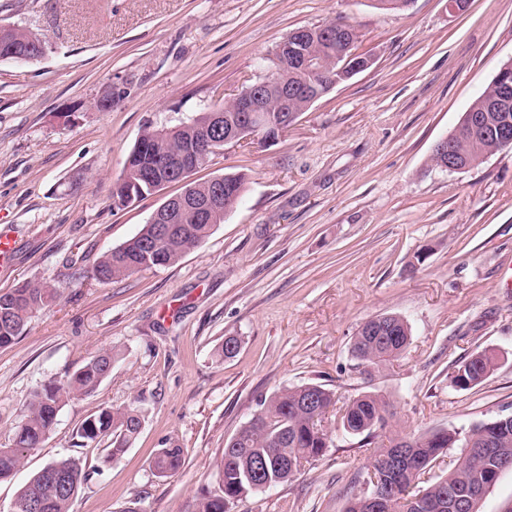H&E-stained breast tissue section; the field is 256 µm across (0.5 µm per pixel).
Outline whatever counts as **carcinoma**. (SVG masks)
Instances as JSON below:
<instances>
[{
    "instance_id": "1",
    "label": "carcinoma",
    "mask_w": 512,
    "mask_h": 512,
    "mask_svg": "<svg viewBox=\"0 0 512 512\" xmlns=\"http://www.w3.org/2000/svg\"><path fill=\"white\" fill-rule=\"evenodd\" d=\"M10 44L25 50L42 38L24 28L8 32ZM304 49L320 62L319 71L312 75L301 72L290 60L273 53L274 69L258 80L283 81L294 90L288 108L302 114L316 101L304 93L310 84L326 95L336 85V56L338 44L328 40L307 42ZM506 77L512 83V62L504 63L490 84L467 109L486 123L512 127V104L504 110L497 102L498 82ZM203 118L171 126L161 135L148 126L130 150L120 177L112 189L114 202L123 205L148 193L150 175L157 173L158 164L174 162L198 136ZM458 161L466 166L483 163L489 156L512 149L507 145L482 137L476 128L465 127L455 135ZM224 210L211 223L194 219L188 212L176 214L169 224V234L153 250L147 243L156 237L155 224H145L122 245L103 253L97 261L93 277L103 283L128 277L137 272L177 262L185 253L199 246L213 229L224 222V214L241 199L246 174L222 176ZM58 295V289L24 282L7 293L0 294V348L12 345L25 332L28 321L45 304ZM411 341V328L398 314L387 313L367 321L351 340L350 351L359 364L380 370L399 359ZM115 355L104 352L73 372L59 384H49L36 391L29 401L23 423L15 431L9 448H0V481L12 476L25 453L40 447L55 424L61 405L68 399L88 395L97 390L112 373ZM499 358L492 349L472 352L458 361L449 376L450 386L468 390L484 382L498 368ZM336 405V393L321 385L304 384L287 387L262 399L258 412L227 442L217 463L218 484L197 500L195 512H226L225 505L251 494L262 492L290 480L303 462L323 455L328 448V433L322 425L330 407ZM337 421L345 434L370 444L378 433L389 426L393 417L390 404L379 393L366 392L350 400L337 411ZM142 428L140 412L103 408L83 421L78 437L81 445L96 443L104 437L112 440L110 454L115 456L134 441ZM458 449L448 472L435 481L412 492L410 488L421 476L434 467L448 449ZM402 457L401 466L386 467V458ZM263 459L267 468L258 474L251 460ZM152 468L168 475L183 464L181 449L161 448L151 461ZM512 466V413L501 414L488 422L469 427L436 429L417 437L390 430L388 443H380L371 457L374 480L371 489L352 494L347 512H371L365 503L372 494L392 488L381 504V512H479V503L452 511L448 498L454 491L473 497H483L504 472ZM85 480L78 462L73 459L47 463L20 489L14 502L17 512L29 501L41 505L40 512H70L73 499Z\"/></svg>"
}]
</instances>
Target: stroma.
<instances>
[{"mask_svg":"<svg viewBox=\"0 0 512 512\" xmlns=\"http://www.w3.org/2000/svg\"><path fill=\"white\" fill-rule=\"evenodd\" d=\"M345 17L373 65L338 84L277 142L213 156L195 177L247 176L238 205L175 264L108 283L105 251L132 238L172 184L118 207L112 187L146 126L236 98L272 68L271 51L302 26ZM0 25L41 34L35 64L0 60V226L15 252L0 293L31 281L58 295L0 348V448L33 393L102 351L111 375L61 407L40 448L0 482V512L45 464L76 460L86 479L71 512H194L213 488L226 442L286 387L319 384L340 400L384 395L405 433L453 429L512 412V150L451 173L436 143L512 60V0H0ZM112 108L94 109L104 92ZM402 316L411 343L365 372L350 338L368 319ZM237 355L219 359L225 337ZM496 349L498 369L457 390L455 363ZM137 408L138 438L79 446L100 408ZM329 446L288 482L233 512H346L371 474V447L335 413ZM183 465L155 475L165 443Z\"/></svg>","mask_w":512,"mask_h":512,"instance_id":"1","label":"stroma"}]
</instances>
